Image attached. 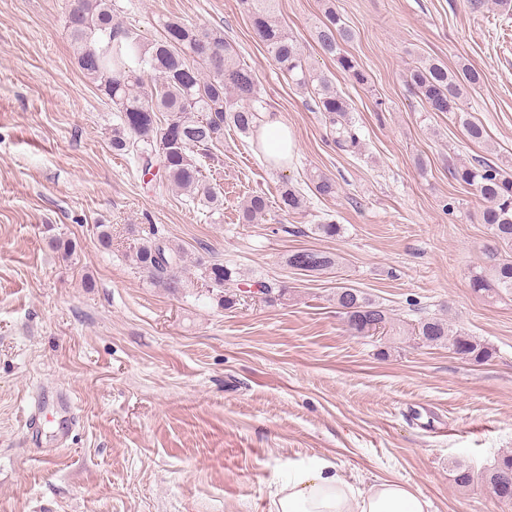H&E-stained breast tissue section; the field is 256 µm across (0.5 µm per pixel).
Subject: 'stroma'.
<instances>
[{
    "label": "stroma",
    "instance_id": "1",
    "mask_svg": "<svg viewBox=\"0 0 512 512\" xmlns=\"http://www.w3.org/2000/svg\"><path fill=\"white\" fill-rule=\"evenodd\" d=\"M62 3L0 0V512H270L292 468L323 460L358 486L401 481L434 512H512L479 479L454 480L456 463L479 476L512 450V295L472 290L490 233L475 219L482 200L449 169L483 157L512 174V15L491 0H278L279 24L351 105L364 143L354 155L336 149L238 0H115L149 41L163 16L223 31L290 131L276 167L257 138L225 130L204 162L224 200L213 213L113 154L117 114L74 63ZM329 3L355 33L344 49L365 84L316 41ZM422 59L481 73L461 113L428 111L414 94L407 74ZM463 114L485 142L466 139ZM320 172L335 196L307 192ZM286 181L305 190L303 212L278 211ZM257 193L266 219L243 223ZM453 198L459 210L445 212ZM325 216L341 237L311 233ZM151 232L242 272L236 304L224 308L198 279L170 294L134 269L129 255ZM53 238L74 251L51 249ZM300 249L339 264L294 270L286 258ZM261 282L288 292L265 298ZM340 286L381 304L396 334L352 333ZM434 314L492 358L471 364L418 343L413 327ZM61 393L79 417L65 448ZM36 404L33 443L25 418Z\"/></svg>",
    "mask_w": 512,
    "mask_h": 512
}]
</instances>
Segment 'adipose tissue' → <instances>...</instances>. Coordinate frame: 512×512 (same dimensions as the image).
Returning a JSON list of instances; mask_svg holds the SVG:
<instances>
[{
    "instance_id": "ef3b65f1",
    "label": "adipose tissue",
    "mask_w": 512,
    "mask_h": 512,
    "mask_svg": "<svg viewBox=\"0 0 512 512\" xmlns=\"http://www.w3.org/2000/svg\"><path fill=\"white\" fill-rule=\"evenodd\" d=\"M432 503L402 482L377 480L360 488L330 463L289 473L272 500L271 512H431Z\"/></svg>"
}]
</instances>
